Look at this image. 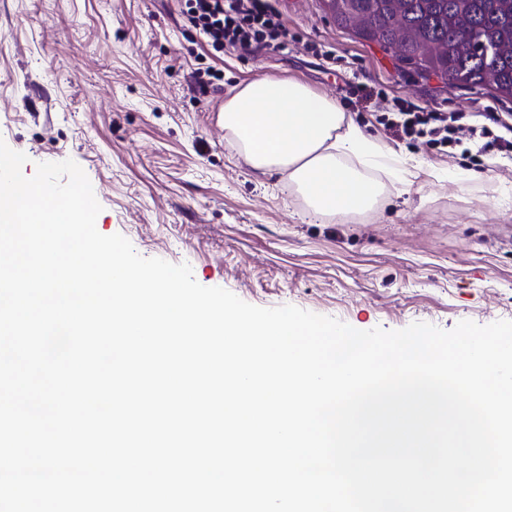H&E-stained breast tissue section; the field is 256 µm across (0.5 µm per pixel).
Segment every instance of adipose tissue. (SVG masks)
I'll return each mask as SVG.
<instances>
[{
	"instance_id": "ef3b65f1",
	"label": "adipose tissue",
	"mask_w": 512,
	"mask_h": 512,
	"mask_svg": "<svg viewBox=\"0 0 512 512\" xmlns=\"http://www.w3.org/2000/svg\"><path fill=\"white\" fill-rule=\"evenodd\" d=\"M224 128L254 170L287 175L321 214L373 209L383 188L368 172L397 161L333 99L298 80L246 83L224 102Z\"/></svg>"
}]
</instances>
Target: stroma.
Listing matches in <instances>:
<instances>
[{
    "label": "stroma",
    "instance_id": "obj_1",
    "mask_svg": "<svg viewBox=\"0 0 512 512\" xmlns=\"http://www.w3.org/2000/svg\"><path fill=\"white\" fill-rule=\"evenodd\" d=\"M288 48L214 56L181 0H0V139L40 162L74 160L96 228L146 258L189 264L243 301L294 305L354 328L512 321V158L447 156L387 134L367 85L424 107L480 114L512 100L456 88L338 27L323 0H272ZM333 51L328 62L324 51ZM212 68L216 85L192 75ZM261 77L333 98L386 145L406 180L357 216L312 214L287 176L255 171L224 128V101Z\"/></svg>",
    "mask_w": 512,
    "mask_h": 512
}]
</instances>
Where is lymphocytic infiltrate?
Segmentation results:
<instances>
[{"label": "lymphocytic infiltrate", "instance_id": "obj_1", "mask_svg": "<svg viewBox=\"0 0 512 512\" xmlns=\"http://www.w3.org/2000/svg\"><path fill=\"white\" fill-rule=\"evenodd\" d=\"M184 5L190 23L215 51L233 48L247 53L257 46L282 51L288 46V30L270 0H184ZM376 120L387 134L444 154L469 142L481 155L495 151L512 156V124L498 112H486L482 122L473 124L462 111L443 112L396 100Z\"/></svg>", "mask_w": 512, "mask_h": 512}]
</instances>
